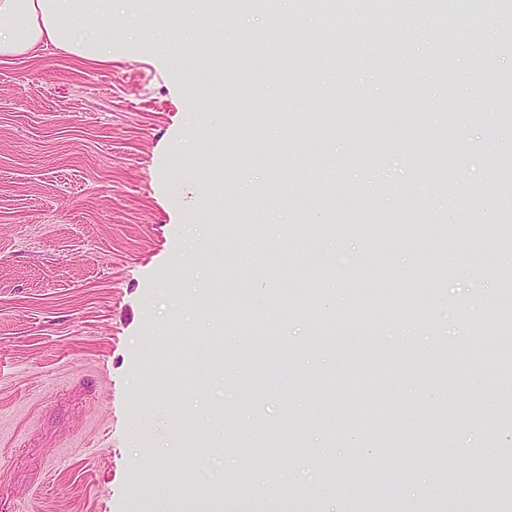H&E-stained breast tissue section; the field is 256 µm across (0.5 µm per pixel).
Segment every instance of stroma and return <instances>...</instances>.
Wrapping results in <instances>:
<instances>
[{
	"mask_svg": "<svg viewBox=\"0 0 512 512\" xmlns=\"http://www.w3.org/2000/svg\"><path fill=\"white\" fill-rule=\"evenodd\" d=\"M364 3L349 37L229 11L218 73L143 37L158 8L196 32L187 0H122L108 64L0 59V512H512V390L478 340L512 299V241L482 235L512 193V9L383 38ZM424 219L447 241L410 238ZM423 263L445 270L426 321L398 300ZM225 269L247 302L217 294Z\"/></svg>",
	"mask_w": 512,
	"mask_h": 512,
	"instance_id": "stroma-1",
	"label": "stroma"
}]
</instances>
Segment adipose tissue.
Listing matches in <instances>:
<instances>
[{
  "label": "adipose tissue",
  "mask_w": 512,
  "mask_h": 512,
  "mask_svg": "<svg viewBox=\"0 0 512 512\" xmlns=\"http://www.w3.org/2000/svg\"><path fill=\"white\" fill-rule=\"evenodd\" d=\"M104 23L123 24L112 13V0H0V58L50 45L95 63L111 62L112 43L98 36Z\"/></svg>",
  "instance_id": "obj_1"
}]
</instances>
